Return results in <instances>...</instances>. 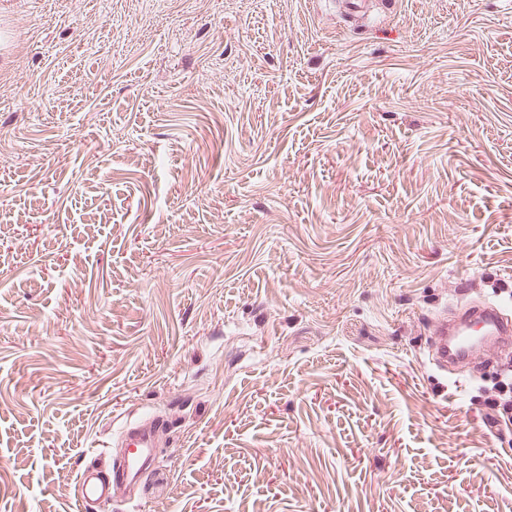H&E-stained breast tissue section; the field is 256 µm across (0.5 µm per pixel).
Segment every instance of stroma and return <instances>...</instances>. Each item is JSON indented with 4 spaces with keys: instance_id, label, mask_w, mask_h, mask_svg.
I'll return each instance as SVG.
<instances>
[{
    "instance_id": "obj_1",
    "label": "stroma",
    "mask_w": 512,
    "mask_h": 512,
    "mask_svg": "<svg viewBox=\"0 0 512 512\" xmlns=\"http://www.w3.org/2000/svg\"><path fill=\"white\" fill-rule=\"evenodd\" d=\"M0 512H512V0H0ZM471 321L481 322L482 328L497 337V343L511 341L512 322L496 306L474 302L463 312L442 321L430 351L433 364L447 372L455 362L473 359L481 351L472 342ZM154 432L151 428L141 425L126 427L121 446L132 448L123 455L118 467H112V487L118 478L131 479L138 476L150 464V448H153ZM104 473L105 475H103ZM104 470L91 472L83 470L77 479L76 497L79 511H85L86 505L111 498L110 479Z\"/></svg>"
}]
</instances>
